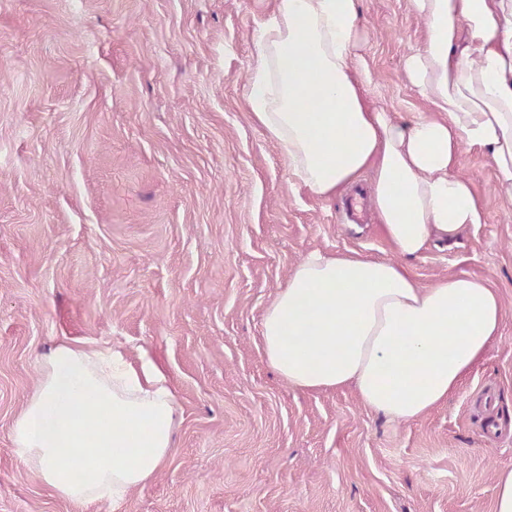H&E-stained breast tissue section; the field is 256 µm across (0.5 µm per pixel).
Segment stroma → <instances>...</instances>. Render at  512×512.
<instances>
[{
    "label": "stroma",
    "mask_w": 512,
    "mask_h": 512,
    "mask_svg": "<svg viewBox=\"0 0 512 512\" xmlns=\"http://www.w3.org/2000/svg\"><path fill=\"white\" fill-rule=\"evenodd\" d=\"M273 0H0V512H76L19 462L15 418L63 340L151 360L176 393L160 473L87 512H494L512 468V205L463 150L485 221L402 260L376 220L292 187L245 85ZM368 94L426 111L402 61L408 0H361ZM488 279L501 336L448 401L392 422L352 389L302 392L260 322L303 254Z\"/></svg>",
    "instance_id": "stroma-1"
}]
</instances>
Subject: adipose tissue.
Wrapping results in <instances>:
<instances>
[{
  "instance_id": "ef3b65f1",
  "label": "adipose tissue",
  "mask_w": 512,
  "mask_h": 512,
  "mask_svg": "<svg viewBox=\"0 0 512 512\" xmlns=\"http://www.w3.org/2000/svg\"><path fill=\"white\" fill-rule=\"evenodd\" d=\"M422 47L404 60L428 105L396 118L366 98L359 0H274L254 31L245 98L293 186L328 200L371 181L386 239L412 259L484 221L463 149L485 154L512 202V0H409ZM503 306L467 274L419 284L406 267L350 250L307 252L267 307L260 350L293 388L354 387L396 422L447 401L500 336ZM176 394L148 360L65 340L41 361L13 451L86 512L154 479L170 455Z\"/></svg>"
}]
</instances>
